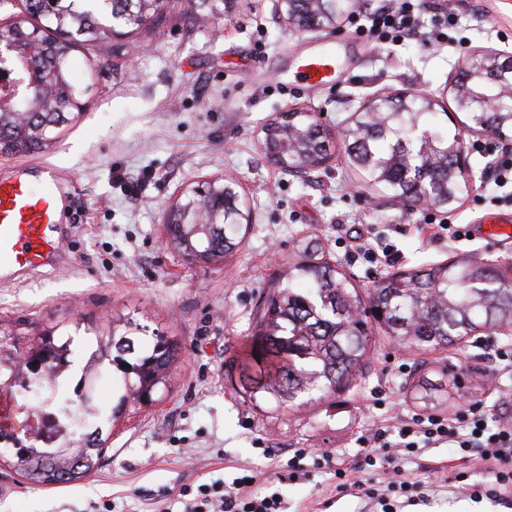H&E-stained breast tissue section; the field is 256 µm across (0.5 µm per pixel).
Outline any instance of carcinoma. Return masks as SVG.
Masks as SVG:
<instances>
[{
  "instance_id": "cac0c4a2",
  "label": "carcinoma",
  "mask_w": 512,
  "mask_h": 512,
  "mask_svg": "<svg viewBox=\"0 0 512 512\" xmlns=\"http://www.w3.org/2000/svg\"><path fill=\"white\" fill-rule=\"evenodd\" d=\"M348 8V0H288L286 11L300 28L336 25ZM27 15L49 18L50 25L20 19L0 24V42L14 46L26 57L32 72L20 77L24 92L13 112H0V155L29 153L48 146L54 132L71 123L80 105L71 84L68 57L73 47L102 43L112 38L115 27L129 34L142 32L157 20L158 0H25ZM507 68L504 59L487 57L476 67H466L454 78L457 107L470 114L477 127L512 126V96L505 88L512 82L499 79ZM495 99L497 109L482 111V98ZM424 96L404 103L392 102L385 112H357L341 129L349 167L369 186L411 205L432 191L434 203L449 207L468 192V181L457 168L459 134L448 133L436 121ZM288 141L292 158L281 165L288 172L303 171L305 163L327 156L331 132L309 112H290L266 127L263 145L278 148ZM204 197L221 218L205 225L204 251L215 263L237 251L248 225L238 194L230 185H209ZM203 197L196 195L200 201ZM189 224H166L171 247L188 249ZM299 281L302 287H294ZM512 324V281L480 261L437 263L386 274L364 291L355 288L336 265L324 259L322 248L306 240L288 261V284L274 283L263 296L255 318L245 361L237 380L250 399L262 393L280 408L295 405L304 395L336 393L349 386L367 362L373 329H383L395 340L436 351L460 344V340L496 324ZM130 323L112 322L108 335L96 336L97 361L106 359L122 373L124 391L111 408L118 419L130 402L149 404L167 386L181 346L158 338L152 351L139 352L131 337ZM67 343L50 333L39 337L19 356L3 364L0 389L14 388L16 368L24 366L30 377L18 387L24 392L41 375L59 365L69 366ZM72 400L50 388L48 407L69 418ZM14 453L4 458L16 473L43 486L76 483L91 475L100 462L106 440L97 429L81 439L78 448H47L35 454L33 447L12 437Z\"/></svg>"
}]
</instances>
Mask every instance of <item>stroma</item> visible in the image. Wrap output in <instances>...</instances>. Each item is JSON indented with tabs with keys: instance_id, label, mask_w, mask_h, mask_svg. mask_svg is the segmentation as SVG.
<instances>
[{
	"instance_id": "35a3bbf8",
	"label": "stroma",
	"mask_w": 512,
	"mask_h": 512,
	"mask_svg": "<svg viewBox=\"0 0 512 512\" xmlns=\"http://www.w3.org/2000/svg\"><path fill=\"white\" fill-rule=\"evenodd\" d=\"M388 0H357L336 27L287 25L279 0H235L229 18L188 23L190 0H172L161 19L139 36L79 46L68 60L80 92L79 117L41 153L0 156V175H28L35 163L56 169L67 195L63 256L54 266L0 284V330L19 344L53 329L71 338V363L84 364L94 334L75 330L81 318L108 332L116 319L140 327L151 347L159 336L179 341L183 356L158 401L133 404L115 422L101 403L96 423L109 438L97 469L75 484L41 486L0 467V512H187L186 487L232 481L245 470L249 494L281 493L286 512H382L376 501L337 491L336 466L358 465L361 436L391 416L454 414L481 404L489 419H512V371L494 351L512 334L478 335L476 342L424 351L375 333L361 376L335 394L280 408L251 402L232 386L254 325L258 302L288 268L303 238L318 239L327 258L355 287L379 276L432 262L489 260L512 265V239L485 236L487 217L512 226V182L489 178L507 146L486 139L458 111L451 93L455 71L472 54L512 53V0H417L424 29L453 13L447 42L415 39L380 44L357 32L350 16L366 18ZM343 35L348 39L334 84L305 91L279 81L303 51ZM385 91L428 97L439 123L469 148L473 180L452 207L410 206L383 198L349 167L341 142L325 162L296 177L268 163L262 129L281 113L316 112L332 131ZM490 142L491 150L475 146ZM215 179L233 184L249 228L240 249L224 261L185 265L166 242V212ZM466 227L464 239L422 232L426 216ZM393 248L391 264L368 262L356 249L362 236ZM442 384L448 399L425 405L413 398L419 377ZM302 470L283 478L289 459ZM448 477L487 482L484 465L460 449L440 446L400 454L389 469L367 468V483L409 480L427 485L429 466ZM401 512H512L454 486L431 492Z\"/></svg>"
}]
</instances>
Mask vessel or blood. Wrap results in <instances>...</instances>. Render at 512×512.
<instances>
[{"label": "vessel or blood", "mask_w": 512, "mask_h": 512, "mask_svg": "<svg viewBox=\"0 0 512 512\" xmlns=\"http://www.w3.org/2000/svg\"><path fill=\"white\" fill-rule=\"evenodd\" d=\"M340 41L306 55L297 72L306 87L331 83L339 67ZM62 187L56 170L41 164L34 180L0 178V280L45 266L58 250Z\"/></svg>", "instance_id": "vessel-or-blood-1"}]
</instances>
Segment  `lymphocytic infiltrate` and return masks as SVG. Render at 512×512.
<instances>
[{
  "mask_svg": "<svg viewBox=\"0 0 512 512\" xmlns=\"http://www.w3.org/2000/svg\"><path fill=\"white\" fill-rule=\"evenodd\" d=\"M369 34L393 40L421 37L424 44L441 42L438 30L422 32L414 14L412 0H394L393 4L369 18ZM364 448V466L377 463L372 451L376 448L395 447L405 453H417L426 448L452 444L462 452L477 454L490 469L491 483L464 486L463 491L473 499L487 497L500 501L512 498V421H504L489 427L480 407L469 405L454 415L415 416L408 420L376 428L373 433L359 439ZM245 477H237L232 483L221 481L202 484L191 512H283V499L274 493L262 500L246 495Z\"/></svg>",
  "mask_w": 512,
  "mask_h": 512,
  "instance_id": "lymphocytic-infiltrate-1",
  "label": "lymphocytic infiltrate"
}]
</instances>
